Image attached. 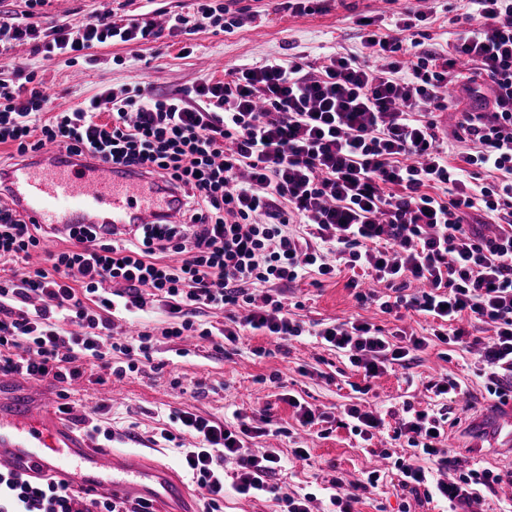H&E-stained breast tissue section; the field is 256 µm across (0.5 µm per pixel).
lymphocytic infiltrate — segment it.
Wrapping results in <instances>:
<instances>
[{"instance_id":"obj_1","label":"lymphocytic infiltrate","mask_w":512,"mask_h":512,"mask_svg":"<svg viewBox=\"0 0 512 512\" xmlns=\"http://www.w3.org/2000/svg\"><path fill=\"white\" fill-rule=\"evenodd\" d=\"M46 2L0 10V59L30 42L43 60L63 56L74 64L108 42L141 45L241 23L213 0H191L187 13L162 22L149 12L47 23ZM467 2L468 27L449 54L404 42L403 33L438 19L436 11L407 7L392 35L361 19L364 55L334 52L316 69L301 52L268 57L179 95L107 88L54 113L34 74L18 85L0 82V146L8 149L0 159V375L68 385L92 361L124 378L138 371L152 339L146 330L117 333L115 319L155 304L172 340L233 343L245 329L296 340L307 329L289 309L285 285L333 277L339 259L394 293L385 299L359 291V304L387 314L404 307L438 322L429 339L402 330L388 337L359 320L316 329L362 377L354 387L359 402L342 409L351 435L368 441L382 425L367 399L370 380L396 365L410 368L433 339L480 347L488 394L511 398L512 0ZM452 108L463 114L456 140L465 149L455 155L434 117ZM49 144L150 176L156 190L178 194L182 221L119 233L108 224H74L62 247L47 249L49 232L5 196L14 162ZM413 282L420 288L412 293ZM211 310L225 311L223 325L206 321ZM481 326L488 337L475 335ZM431 390V406L402 403L394 438L407 453L385 448L381 455L402 490L464 512L503 474L442 448L448 398L463 388L444 377ZM169 420L164 441H195L182 449L181 465L203 512H222L229 459L239 495L274 494L285 512H312L315 494L280 491V454L252 450L268 428L242 415L230 424L187 411ZM451 468L452 481L444 477ZM382 480L377 469L355 481L333 476L331 512H357ZM0 512L155 510L149 500L89 495L0 469Z\"/></svg>"}]
</instances>
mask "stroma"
<instances>
[{
  "mask_svg": "<svg viewBox=\"0 0 512 512\" xmlns=\"http://www.w3.org/2000/svg\"><path fill=\"white\" fill-rule=\"evenodd\" d=\"M280 3L232 0L231 10L242 11L245 17L244 24L233 32L200 28L185 37L180 48L172 46L167 37L141 46L105 44L94 48L75 66L61 58L44 61L33 53L31 45L23 44L15 47L12 62L0 63V79L11 80L19 67L35 71L37 81L51 95L49 107L55 112L104 87L141 85L158 92H177L207 76H223L225 66L252 64L281 55L290 46L304 51L308 63L315 67L335 51L362 54L358 19H388L400 8L398 0H327L322 11L292 15L282 10ZM188 4L189 0H49L45 12L48 20L63 23L115 9L126 15L177 13L186 10ZM352 276V271L344 268L318 286L306 281L292 285L287 294L302 303L298 317L309 326L354 317L368 320L387 335L399 329L430 335L432 319L415 311H403L397 320L377 307H358L347 286ZM142 322L152 330L153 347L149 358L141 360L138 372L108 383L104 380L105 369L90 365L79 387L70 391L77 413L87 414L95 424L111 430L116 450L141 454L174 470L179 449L156 440L170 411L185 410L219 421L231 419L236 410L249 416L264 415L272 420L276 431L258 438L255 449L276 448L286 455L299 445L309 448V460L288 463L279 475V483L289 492L315 493L316 512H326L327 477L340 472L353 479L369 468L387 467L379 449H400L399 442L388 435L389 428L396 425L392 410L406 399L426 406L431 397L430 383L445 375L464 381L468 388L466 397L448 405L445 447L471 462L477 460L503 471L512 469V454L467 446L473 431H482L487 437L493 434L497 410L485 390L484 378L477 375L476 349L450 353L445 346H431L417 354L410 369L396 367L372 379L369 401L385 413L388 430L371 442L361 443L338 426L325 438L306 434L286 400L292 394L317 411L332 412L355 397L352 386L358 382V375L343 357L314 337L303 336L275 349L267 337L248 332L222 351L193 339L185 345L186 355L180 357L176 354L177 342L161 334L167 324L161 310L143 315ZM259 348L268 349V356L256 357ZM405 503L410 512L444 510L443 504L436 502H405L390 479L358 510L399 512Z\"/></svg>",
  "mask_w": 512,
  "mask_h": 512,
  "instance_id": "1",
  "label": "stroma"
}]
</instances>
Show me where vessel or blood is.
<instances>
[{
  "label": "vessel or blood",
  "mask_w": 512,
  "mask_h": 512,
  "mask_svg": "<svg viewBox=\"0 0 512 512\" xmlns=\"http://www.w3.org/2000/svg\"><path fill=\"white\" fill-rule=\"evenodd\" d=\"M16 202L28 221L63 226L109 222L155 224L159 201L147 176L122 174L101 160L59 149L19 165L12 175ZM34 478L50 477L89 493L112 491L164 501L180 512L188 491L170 471L139 456L98 448L54 408L30 406L24 396L0 402V465Z\"/></svg>",
  "instance_id": "1"
}]
</instances>
